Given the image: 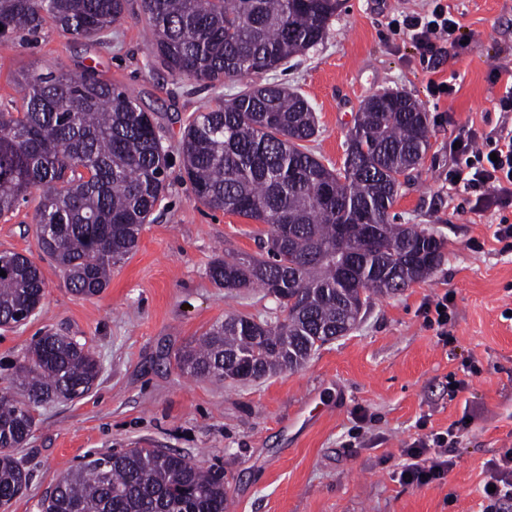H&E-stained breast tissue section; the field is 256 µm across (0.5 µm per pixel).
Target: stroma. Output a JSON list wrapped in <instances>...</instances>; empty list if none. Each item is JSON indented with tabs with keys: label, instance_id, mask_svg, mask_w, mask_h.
Returning a JSON list of instances; mask_svg holds the SVG:
<instances>
[{
	"label": "stroma",
	"instance_id": "1",
	"mask_svg": "<svg viewBox=\"0 0 512 512\" xmlns=\"http://www.w3.org/2000/svg\"><path fill=\"white\" fill-rule=\"evenodd\" d=\"M425 0H344L323 42L292 57L286 70L209 86L175 76L151 54L140 0H130L111 36L77 40L45 25L36 41L0 46V110L19 112L17 80L31 67L75 73L94 66L150 112L169 153L168 189L139 246L112 270L99 296L68 289L37 243L38 195L0 217V251L28 256L47 295L25 323L0 330V388L23 349L52 329L91 350L101 371L85 396L40 407L39 424L15 455L29 470L27 490L7 512H41L61 474L89 453L165 448L224 472L227 512H480L488 461L512 448V251L493 238L498 214L470 211L450 188V145L463 130L486 133L512 69V0H448L468 35L438 72L421 63L390 19ZM454 79L435 97L429 80ZM281 83L311 104L318 132L308 148L329 167L344 160L360 104L380 89L415 99L428 117V147L402 177L390 214L443 243L425 279L397 294H370L353 328L313 352L299 368L251 381L218 382L180 372L173 354L232 315L280 319L259 288L217 287L207 271L215 255L255 256L269 225L213 210L181 178L180 140L199 112L251 84ZM452 298L447 339L424 322L427 301ZM476 374H469V367ZM367 423H358L359 415ZM470 425L443 480H398L402 450L422 429ZM360 427L351 436L352 427Z\"/></svg>",
	"mask_w": 512,
	"mask_h": 512
}]
</instances>
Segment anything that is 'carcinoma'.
<instances>
[{
  "label": "carcinoma",
  "instance_id": "obj_1",
  "mask_svg": "<svg viewBox=\"0 0 512 512\" xmlns=\"http://www.w3.org/2000/svg\"><path fill=\"white\" fill-rule=\"evenodd\" d=\"M129 0H0V45L20 44L47 22L94 42L125 15ZM152 53L180 76L222 83L279 68L321 42L342 0H140ZM24 111H0V216L39 191L38 244L77 296L108 288L112 266L133 254L165 190L168 153L151 116L127 92L86 67L77 74L22 76ZM315 112L277 84L247 86L199 113L182 133L187 179L207 206L270 225L265 253L216 255L220 288L258 287L282 320L250 325L234 316L175 354L193 378L259 379L300 367L344 323L355 324L366 291L390 293L428 276L442 242L389 222L398 177L428 146L427 115L389 91L365 99L339 168L306 146ZM0 328H13L45 297L39 267L0 252ZM99 376L93 353L47 332L17 360L0 389V508L29 483L14 456L36 426L35 408L87 394ZM42 512H226L224 474L180 453L131 448L69 468Z\"/></svg>",
  "mask_w": 512,
  "mask_h": 512
}]
</instances>
